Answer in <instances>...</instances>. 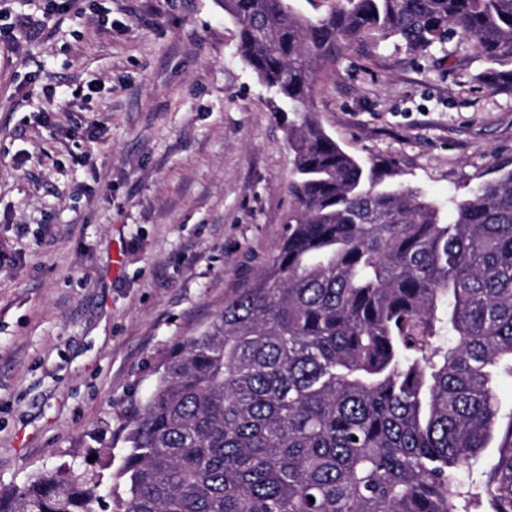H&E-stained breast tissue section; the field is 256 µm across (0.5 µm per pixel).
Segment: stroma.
Masks as SVG:
<instances>
[{
    "instance_id": "35a3bbf8",
    "label": "stroma",
    "mask_w": 512,
    "mask_h": 512,
    "mask_svg": "<svg viewBox=\"0 0 512 512\" xmlns=\"http://www.w3.org/2000/svg\"><path fill=\"white\" fill-rule=\"evenodd\" d=\"M0 487L98 469L171 348L279 249L294 113L221 0H0ZM454 37L415 58L343 45L314 114L382 185L447 206L512 169V89ZM485 448L462 489L490 512Z\"/></svg>"
}]
</instances>
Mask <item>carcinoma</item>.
<instances>
[{"instance_id":"obj_1","label":"carcinoma","mask_w":512,"mask_h":512,"mask_svg":"<svg viewBox=\"0 0 512 512\" xmlns=\"http://www.w3.org/2000/svg\"><path fill=\"white\" fill-rule=\"evenodd\" d=\"M273 90L293 180L282 244L169 354L110 475L112 512H460L456 475L496 442L485 485L512 512V170L448 199L381 186L309 110L343 44L413 56L460 35L512 88V0H222ZM103 475L58 466L0 489V512H93Z\"/></svg>"}]
</instances>
